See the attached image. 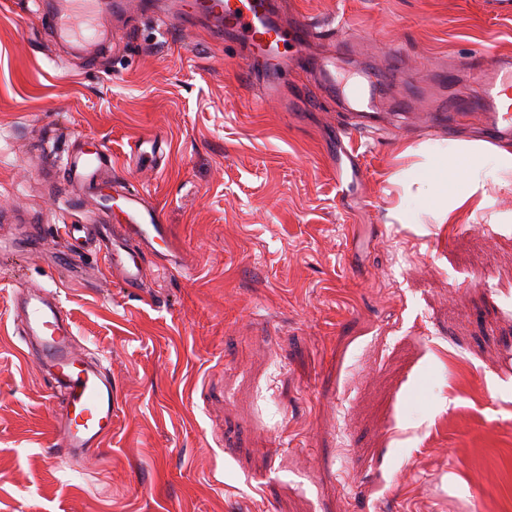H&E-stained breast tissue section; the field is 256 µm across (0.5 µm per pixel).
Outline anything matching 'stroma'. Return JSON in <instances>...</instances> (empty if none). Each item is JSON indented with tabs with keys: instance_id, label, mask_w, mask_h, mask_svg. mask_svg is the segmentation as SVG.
I'll return each mask as SVG.
<instances>
[{
	"instance_id": "stroma-1",
	"label": "stroma",
	"mask_w": 512,
	"mask_h": 512,
	"mask_svg": "<svg viewBox=\"0 0 512 512\" xmlns=\"http://www.w3.org/2000/svg\"><path fill=\"white\" fill-rule=\"evenodd\" d=\"M32 0H0V512H512V174L476 123L355 136L363 191L336 193L335 98L281 77L261 100L232 38L115 24L96 64L47 39ZM335 29L343 75L400 61L408 86L455 97L457 64L512 53L484 0H282ZM400 49L392 58L391 46ZM167 142L160 168L136 139ZM107 148L113 180L161 209L170 259L115 282L102 256L64 264L71 212L46 153ZM475 168L485 201L439 223L395 177L420 147ZM410 253L411 267L397 257ZM59 296L112 376V433L69 460L62 396L10 323L17 283Z\"/></svg>"
}]
</instances>
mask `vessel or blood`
I'll return each mask as SVG.
<instances>
[{
    "instance_id": "b4317fda",
    "label": "vessel or blood",
    "mask_w": 512,
    "mask_h": 512,
    "mask_svg": "<svg viewBox=\"0 0 512 512\" xmlns=\"http://www.w3.org/2000/svg\"><path fill=\"white\" fill-rule=\"evenodd\" d=\"M146 11L155 14L166 30L188 31L203 20L212 33L241 40L246 47L242 60L245 69H252L258 59L268 66L261 82L266 99L277 95L280 69L289 62L304 60L311 33L303 23L290 30L274 22L273 0H172L165 8L157 0H37L34 16L47 36L91 58L95 55L94 43L108 36L113 19ZM351 50L349 42H338L333 59L314 66L320 85L341 99L350 117L349 126L336 130V155L348 162L347 167L336 170V186L344 194L360 187L365 178L358 156L346 150L344 142L377 127L381 89L390 82L388 76L369 69L360 82L341 87L336 60ZM462 66L468 73L471 94L434 101L431 112L424 115L428 127L439 128L449 121L458 125L477 118L489 140H511L512 113L502 111L500 99L504 88L512 87V56L473 54L464 58ZM111 166L112 158L106 152L76 149L68 153L65 163L50 162L49 169L63 182L108 200L112 183L103 172ZM121 200L118 212L101 211L95 229L113 278L124 287L139 288L146 277L143 254L164 256L169 230L158 208L142 192L125 191ZM132 240L138 242V250L129 249ZM13 327L29 353L52 371L64 390L65 405L57 419L55 447L71 457L99 447L112 431V379L89 363L77 347L72 321L62 303L42 288H26L17 298Z\"/></svg>"
}]
</instances>
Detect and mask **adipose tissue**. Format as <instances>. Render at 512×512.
<instances>
[{
    "label": "adipose tissue",
    "instance_id": "adipose-tissue-1",
    "mask_svg": "<svg viewBox=\"0 0 512 512\" xmlns=\"http://www.w3.org/2000/svg\"><path fill=\"white\" fill-rule=\"evenodd\" d=\"M414 183L425 186L432 209L441 221L455 222L471 202L482 194L483 184L474 171L466 166L449 167L447 160L425 162L413 177ZM461 182L466 186L463 195L449 197L448 185Z\"/></svg>",
    "mask_w": 512,
    "mask_h": 512
}]
</instances>
